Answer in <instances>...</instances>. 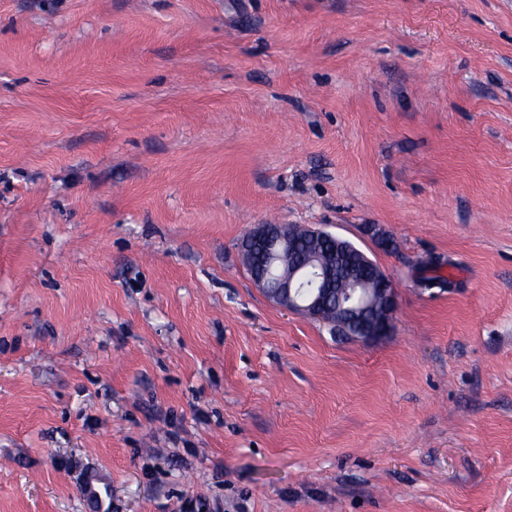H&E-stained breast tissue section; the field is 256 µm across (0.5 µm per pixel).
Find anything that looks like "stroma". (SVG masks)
<instances>
[{
    "label": "stroma",
    "mask_w": 512,
    "mask_h": 512,
    "mask_svg": "<svg viewBox=\"0 0 512 512\" xmlns=\"http://www.w3.org/2000/svg\"><path fill=\"white\" fill-rule=\"evenodd\" d=\"M256 224L392 333L269 301ZM187 502L512 512V0H0V512ZM291 225L256 224L249 232L246 241H260L268 244L273 259L288 253ZM375 269L382 273L379 267L375 264ZM381 289L384 297L383 312L379 319L376 320L375 327L362 336L364 341H374L383 336L388 335L392 328V316L397 307V295L393 287L392 281L389 277L382 273Z\"/></svg>",
    "instance_id": "35a3bbf8"
}]
</instances>
